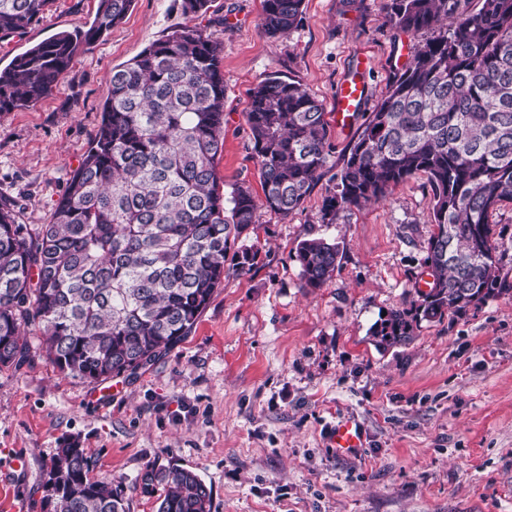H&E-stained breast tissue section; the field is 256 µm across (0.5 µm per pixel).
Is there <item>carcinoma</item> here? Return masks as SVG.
Wrapping results in <instances>:
<instances>
[{
    "instance_id": "obj_1",
    "label": "carcinoma",
    "mask_w": 512,
    "mask_h": 512,
    "mask_svg": "<svg viewBox=\"0 0 512 512\" xmlns=\"http://www.w3.org/2000/svg\"><path fill=\"white\" fill-rule=\"evenodd\" d=\"M210 0H181L205 15ZM385 0L387 22L403 33L446 23L417 46L350 142L321 221L384 199L424 174L436 232L425 263L432 281L419 304L395 309L372 331L398 344L421 320L462 314L509 292L500 278L492 217L512 202V0ZM133 0H99L90 25L59 32L0 69V113L49 94L74 57L128 14ZM53 0H0V39L42 20ZM303 0H264L261 30L294 29ZM222 45L208 27L182 26L112 69L99 131L48 224H21L0 198V367L35 357L67 376L130 378L187 336L224 282V264L250 266L243 234L258 206L299 208L327 167L332 144L323 104L291 76L269 75L245 113L248 149L263 191L236 185L224 197L217 159L224 148ZM236 251H231L232 246ZM339 246L299 244L306 288H321ZM37 343H32L31 334ZM76 439L63 440L43 471L42 512H129L112 478L89 476ZM136 484L167 491L158 512H211V490L177 464L147 466Z\"/></svg>"
}]
</instances>
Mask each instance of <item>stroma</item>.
<instances>
[{
    "label": "stroma",
    "instance_id": "obj_1",
    "mask_svg": "<svg viewBox=\"0 0 512 512\" xmlns=\"http://www.w3.org/2000/svg\"><path fill=\"white\" fill-rule=\"evenodd\" d=\"M383 3L304 0L298 26L270 38L263 0H211L206 19L223 46L225 190L261 191L245 124L261 79L293 76L327 105L357 69L370 111L414 47L436 37L391 28ZM97 6L55 0L41 22L0 41V67L91 23ZM187 22L179 0H134L48 96L0 114V196L20 201L21 223L51 221L100 126L113 68ZM353 136L332 131L328 166L299 209L283 218L258 208L250 269L226 267L190 335L136 378H117L110 399L102 383L63 376L42 358L0 369V512H41L42 471L68 437L79 438L92 477L123 489L130 512H157L163 487L147 494L135 480L171 461L200 475L212 512H512V294L377 346L374 325L418 302L417 283L430 275L432 190L419 174L322 223ZM312 238L340 249L320 288L304 286L294 258ZM341 416L364 430L359 456L326 446Z\"/></svg>",
    "mask_w": 512,
    "mask_h": 512
}]
</instances>
